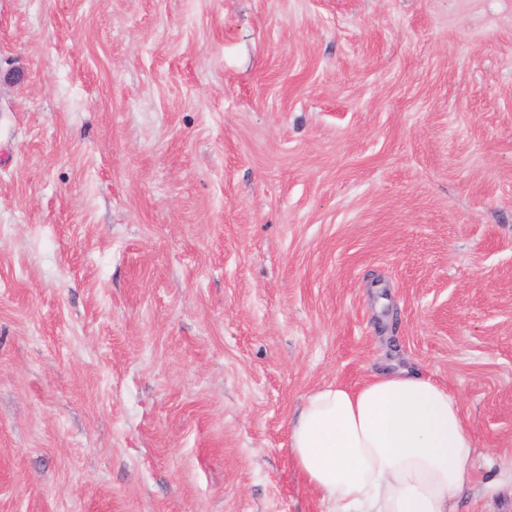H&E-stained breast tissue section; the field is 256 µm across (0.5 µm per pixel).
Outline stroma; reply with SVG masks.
Returning <instances> with one entry per match:
<instances>
[{
    "label": "stroma",
    "mask_w": 512,
    "mask_h": 512,
    "mask_svg": "<svg viewBox=\"0 0 512 512\" xmlns=\"http://www.w3.org/2000/svg\"><path fill=\"white\" fill-rule=\"evenodd\" d=\"M389 363L512 512V0H0V512H323Z\"/></svg>",
    "instance_id": "obj_1"
}]
</instances>
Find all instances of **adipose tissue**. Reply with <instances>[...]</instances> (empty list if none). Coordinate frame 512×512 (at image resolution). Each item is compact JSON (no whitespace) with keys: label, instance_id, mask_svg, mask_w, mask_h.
Masks as SVG:
<instances>
[{"label":"adipose tissue","instance_id":"1","mask_svg":"<svg viewBox=\"0 0 512 512\" xmlns=\"http://www.w3.org/2000/svg\"><path fill=\"white\" fill-rule=\"evenodd\" d=\"M289 447L324 512H455L475 470V438L457 397L407 369L313 391Z\"/></svg>","mask_w":512,"mask_h":512}]
</instances>
